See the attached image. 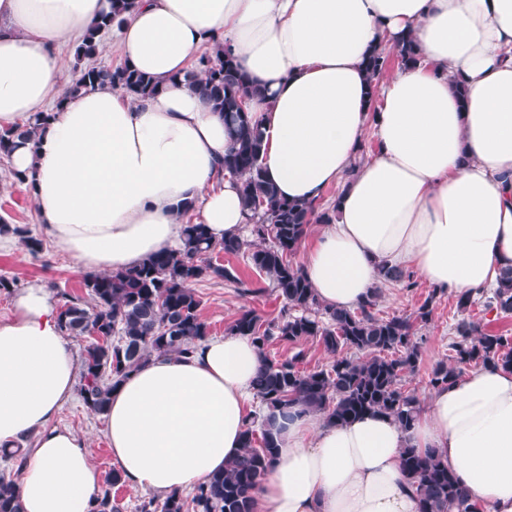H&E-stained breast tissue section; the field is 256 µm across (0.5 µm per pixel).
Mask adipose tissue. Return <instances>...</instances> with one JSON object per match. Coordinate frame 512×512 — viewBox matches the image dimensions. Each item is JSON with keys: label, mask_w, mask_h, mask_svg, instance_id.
I'll use <instances>...</instances> for the list:
<instances>
[{"label": "adipose tissue", "mask_w": 512, "mask_h": 512, "mask_svg": "<svg viewBox=\"0 0 512 512\" xmlns=\"http://www.w3.org/2000/svg\"><path fill=\"white\" fill-rule=\"evenodd\" d=\"M111 6L0 0V129L56 107L9 165L82 270L118 272L178 249L187 202L212 241L243 235L224 116L183 80L204 47L231 49L256 88L246 109L263 133L266 180L335 212L303 240L322 304L359 306L385 262L473 297L512 268V0H133L118 45L159 92L135 100L106 85L63 97L62 58ZM406 37L416 62L368 82L366 55ZM11 305L0 321V448L36 440L17 483L22 510L90 512L102 478L88 444L53 424L74 393L77 352L46 288L20 289ZM260 366L249 337L227 335L132 372L104 415L124 480L165 494L222 470L267 412L254 398ZM275 429L279 452L253 512H418L400 468L409 446L435 450L478 512H512L510 370L479 366L433 392L407 433L382 414L335 424L297 408Z\"/></svg>", "instance_id": "1"}]
</instances>
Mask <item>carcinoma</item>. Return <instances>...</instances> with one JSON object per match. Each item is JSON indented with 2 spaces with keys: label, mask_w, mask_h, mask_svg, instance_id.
I'll return each mask as SVG.
<instances>
[{
  "label": "carcinoma",
  "mask_w": 512,
  "mask_h": 512,
  "mask_svg": "<svg viewBox=\"0 0 512 512\" xmlns=\"http://www.w3.org/2000/svg\"><path fill=\"white\" fill-rule=\"evenodd\" d=\"M132 0H112V10L102 15L74 49L77 62H85L78 77L63 96L82 89L109 84L139 98L159 91L160 83L128 63L98 66L97 55L102 34L112 30L130 10ZM398 64L406 67L416 59L412 40L402 41L397 49ZM389 56L372 52L365 59L371 77L382 76L389 68ZM200 72H189L184 81L197 89L210 108L224 113L232 145L224 154V171L240 180V192L250 212L251 238L230 237L220 243L211 240L206 225L188 224L183 230V245L170 252L151 256L128 270L117 273H87L83 286L92 300L86 306L77 297L62 294L60 322L64 334L86 336L79 362L80 398L92 413L104 414L112 389L154 354L189 355L198 342L210 335L209 325L200 314L201 301L192 285L205 278L232 281L251 292L247 283L233 271L211 260L213 253L247 255L251 265L264 273L282 298L280 317L264 322L252 310L241 311L228 332L251 337L263 357L254 389L272 409L291 405L322 413L328 420L345 423L361 415L380 413L392 417L400 428L410 432L421 411L418 398L400 386L401 379L415 373L422 350L417 327L429 322L435 295L428 296L411 315L379 318L375 307L378 289L353 309L321 304L301 266L289 257L302 244L307 225L328 224L333 215L316 203L291 202L278 196L263 176L261 154L263 133L259 123L244 107L243 97L257 92L240 64L230 54L199 60ZM49 116L40 112L24 129L0 133V158L9 157L15 140L37 134ZM0 233L17 236L32 252L42 249L40 239L29 228L0 224ZM379 276L410 291L417 286L412 272L383 264ZM487 307L497 314H512V268L494 289ZM456 340L451 361L436 363L428 386L437 390L460 376L475 363L512 370V335L486 333L480 324L467 317L455 327ZM318 340L333 362L326 369L305 371L298 367L302 354L272 360L267 347L276 339L297 344ZM352 350L354 359L343 355ZM278 440L265 426L250 422L243 435V452L193 488L191 498L170 492L163 499L150 497L141 502L138 512H252V493L260 486L278 453ZM401 470L418 500V512H475V505L462 489L448 465L433 452L406 448ZM124 484L120 470L114 468L105 478V488L97 494L90 512H121L112 497V488ZM0 512H22L15 480L0 476Z\"/></svg>",
  "instance_id": "1"
}]
</instances>
